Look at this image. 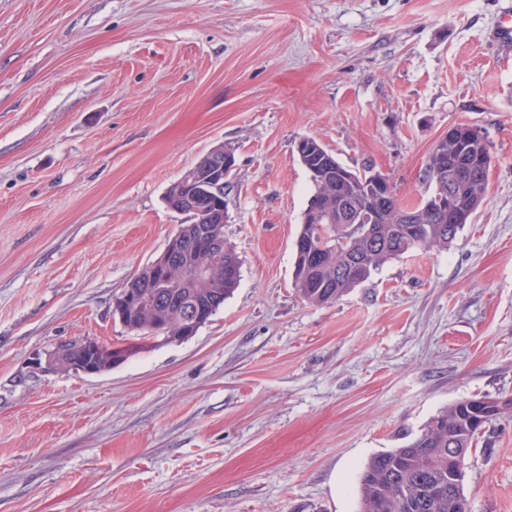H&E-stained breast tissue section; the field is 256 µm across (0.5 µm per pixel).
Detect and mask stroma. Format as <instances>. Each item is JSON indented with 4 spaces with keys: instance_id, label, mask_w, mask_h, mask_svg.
Returning a JSON list of instances; mask_svg holds the SVG:
<instances>
[{
    "instance_id": "1",
    "label": "stroma",
    "mask_w": 512,
    "mask_h": 512,
    "mask_svg": "<svg viewBox=\"0 0 512 512\" xmlns=\"http://www.w3.org/2000/svg\"><path fill=\"white\" fill-rule=\"evenodd\" d=\"M505 5L0 0V512H359L370 457L512 396V56L485 41ZM454 124L492 156L456 240L302 300L297 142L417 204ZM218 146L238 286L193 336L141 338L113 301L188 221L167 189ZM87 337L131 355L39 366ZM464 471L471 512H512V412Z\"/></svg>"
}]
</instances>
